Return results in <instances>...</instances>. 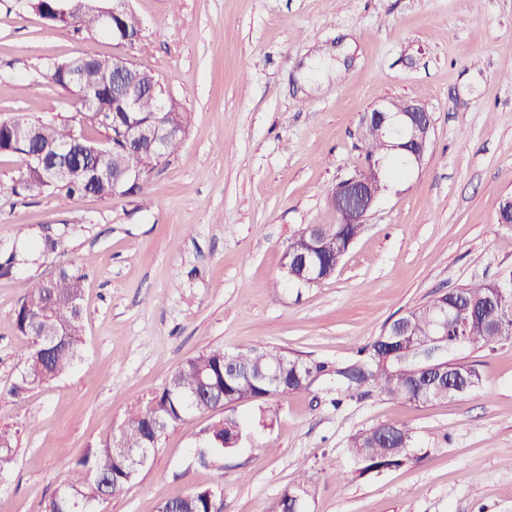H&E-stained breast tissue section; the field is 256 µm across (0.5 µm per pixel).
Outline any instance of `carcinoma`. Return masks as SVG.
I'll return each instance as SVG.
<instances>
[{
	"instance_id": "cac0c4a2",
	"label": "carcinoma",
	"mask_w": 512,
	"mask_h": 512,
	"mask_svg": "<svg viewBox=\"0 0 512 512\" xmlns=\"http://www.w3.org/2000/svg\"><path fill=\"white\" fill-rule=\"evenodd\" d=\"M29 6L46 23L53 26H72L78 31L94 33L101 30L96 14L99 3H87L77 15L57 12L55 0H27ZM117 59L80 54L63 61L46 64V76L56 85L80 95L86 112L81 121L105 133V142L74 130L69 123L31 121L24 115L0 120V155L27 154L31 151L63 149L64 163L72 175L59 179L49 176L40 167L26 164L18 179V187L26 193L62 190L70 197L103 195L114 196L112 179L88 181L77 172L96 163L116 173L127 168L142 172V183L135 194L146 196L147 185L154 170L181 146L191 122V113L173 98H162L159 92L138 95L139 108L132 114L139 122L161 123L169 126L164 154L156 156L154 146L144 141L131 147L112 137L115 124L122 115L111 116L114 109L112 92L106 87V77L112 74ZM361 224H327L300 227L288 240L286 250L295 253L310 248L319 232H324L335 248L326 250L321 258L320 280L330 278L348 252V243L362 231ZM85 274L74 267H62L52 279L33 281L28 293L15 312V329L32 336V324H41V336H53L47 353L38 357L31 340V348L24 354L26 371L19 373L9 394L20 398L32 388L66 375L77 361L84 345L83 295ZM448 303L460 310L458 319L448 322L443 344L453 350L476 346L491 348L498 342L512 338V274L496 281L464 285L455 290ZM436 300L409 310L405 342L413 347L431 341ZM390 353L389 345L376 338L359 348L356 356L344 364L329 369L323 362L311 361L288 354L277 348L248 347L226 353L218 347H206L184 360L172 371L161 391L148 401L127 412L125 425L117 440L109 439L103 445L90 449L75 462L77 478L62 486L42 503L41 512H92L105 503L136 473L135 462H147L162 433H153L151 425L161 419L170 428L189 413H206L207 401L197 398L209 390H224L227 401H268L286 398L307 388L309 380L319 374H328L336 381L335 404L367 388L377 390L394 399L414 405L448 399V378L444 375L420 373L409 361L399 362L382 357ZM275 367L284 382L271 386L256 379ZM449 375L469 382L466 391L482 387L483 374L479 364L454 360ZM245 436V422L230 414L212 422L205 430L202 442L195 448L197 463L210 466L216 451H230ZM121 447H113L114 442ZM16 433L0 429V473L11 468L16 448ZM348 453L359 477L377 475L385 470L401 468L419 459L418 443L412 430L404 424L378 425L362 428L350 435ZM212 488L199 487L185 494L164 500L159 509L173 512H214Z\"/></svg>"
}]
</instances>
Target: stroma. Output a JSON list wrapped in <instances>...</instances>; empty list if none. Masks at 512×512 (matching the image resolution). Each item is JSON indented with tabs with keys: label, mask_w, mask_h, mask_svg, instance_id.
Here are the masks:
<instances>
[{
	"label": "stroma",
	"mask_w": 512,
	"mask_h": 512,
	"mask_svg": "<svg viewBox=\"0 0 512 512\" xmlns=\"http://www.w3.org/2000/svg\"><path fill=\"white\" fill-rule=\"evenodd\" d=\"M134 45L51 26L0 0V118L73 117L76 95L44 64L121 53L151 70L192 114L178 152L146 198L17 195L22 155L0 156V252L32 253L39 234L86 276L84 346L75 368L24 397L9 389L30 339L14 314L33 277H0V427L17 433L0 512H41L87 449L118 433L128 410L161 390L204 347L275 346L335 365L410 309L512 271V0H128ZM414 100L432 117L427 155L366 218L342 265L310 286L281 267L306 224H335L328 191L364 168L363 114ZM482 389L411 405L373 393L335 405L316 377L288 399L231 405L249 434L214 466L193 462L221 411L169 428L104 512H157L197 487L218 512H265L302 470L319 475L310 512H512V340L466 347ZM409 426L428 454L356 477V430Z\"/></svg>",
	"instance_id": "obj_1"
}]
</instances>
